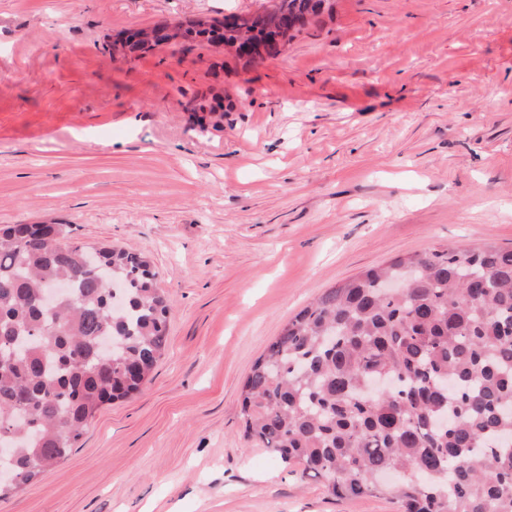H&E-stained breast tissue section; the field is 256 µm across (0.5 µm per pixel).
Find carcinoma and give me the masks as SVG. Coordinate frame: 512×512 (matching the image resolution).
<instances>
[{
	"label": "carcinoma",
	"mask_w": 512,
	"mask_h": 512,
	"mask_svg": "<svg viewBox=\"0 0 512 512\" xmlns=\"http://www.w3.org/2000/svg\"><path fill=\"white\" fill-rule=\"evenodd\" d=\"M330 9L271 0L243 24L188 23L180 43H264L274 57L276 29ZM59 281L68 294L43 307ZM170 310L144 253L73 243L67 224L0 227V492L31 484L104 405L151 382ZM241 418L247 440L335 499L512 512V250L439 244L326 290L253 364Z\"/></svg>",
	"instance_id": "carcinoma-1"
}]
</instances>
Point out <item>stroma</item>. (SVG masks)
<instances>
[{
  "instance_id": "35a3bbf8",
  "label": "stroma",
  "mask_w": 512,
  "mask_h": 512,
  "mask_svg": "<svg viewBox=\"0 0 512 512\" xmlns=\"http://www.w3.org/2000/svg\"><path fill=\"white\" fill-rule=\"evenodd\" d=\"M263 0H0V225L149 255L153 379L0 512H400L338 500L243 436L286 322L436 243L512 249V0H334L277 56L112 62L125 30Z\"/></svg>"
}]
</instances>
